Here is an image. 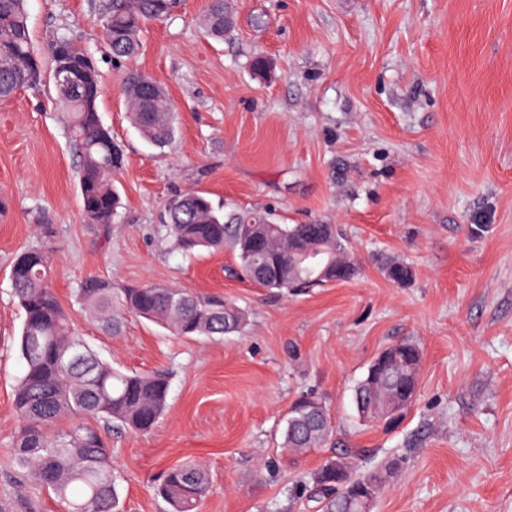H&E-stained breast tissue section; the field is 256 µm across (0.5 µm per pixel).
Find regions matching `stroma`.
Here are the masks:
<instances>
[{"label":"stroma","instance_id":"obj_1","mask_svg":"<svg viewBox=\"0 0 512 512\" xmlns=\"http://www.w3.org/2000/svg\"><path fill=\"white\" fill-rule=\"evenodd\" d=\"M103 2L28 0V13L37 53L73 35L97 61L98 111L125 155L112 224L83 215L51 83L0 101V512H64L12 455L24 366L10 269L32 247L50 253V285L102 359L170 375L150 432L107 435L125 512H169L159 488L185 462L209 476L200 512H316L300 487L335 458L357 473L399 461L375 512H512V0H226L220 41L207 0H181L121 59ZM131 69L174 104L166 147L128 116ZM194 192L280 224L336 225L358 272L279 291L237 277L231 250L182 252L165 210ZM388 261L412 282L391 283ZM89 276L220 295L247 324L212 341L133 317L107 336L77 308ZM404 338L422 351L416 400L395 427L362 421L356 384ZM303 394L335 435L294 455L281 433Z\"/></svg>","mask_w":512,"mask_h":512}]
</instances>
